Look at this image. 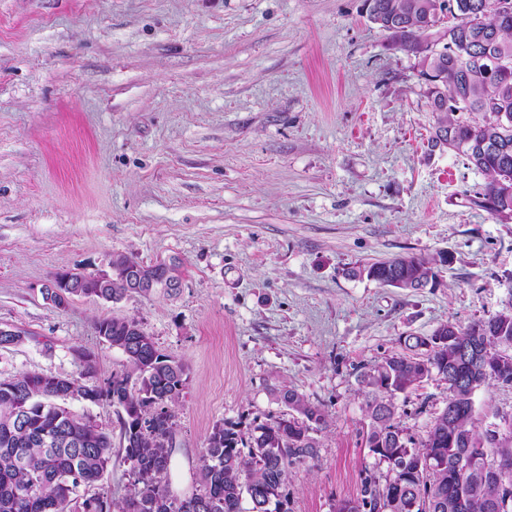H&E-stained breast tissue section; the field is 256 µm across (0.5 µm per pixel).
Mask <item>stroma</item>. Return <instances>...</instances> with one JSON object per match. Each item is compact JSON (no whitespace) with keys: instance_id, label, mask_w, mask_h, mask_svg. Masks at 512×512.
<instances>
[{"instance_id":"35a3bbf8","label":"stroma","mask_w":512,"mask_h":512,"mask_svg":"<svg viewBox=\"0 0 512 512\" xmlns=\"http://www.w3.org/2000/svg\"><path fill=\"white\" fill-rule=\"evenodd\" d=\"M414 57L364 0H0V378L91 381L125 357L98 320H138L188 367L171 489L192 492L215 423L248 436L285 414L276 391L325 411L317 459L286 512H337L365 473L360 375L400 340L512 304V223L470 197L486 183L431 147ZM454 256L418 291L348 276L397 255ZM176 266L178 286L120 302L42 293L113 255ZM430 381L395 398L421 442L446 404Z\"/></svg>"}]
</instances>
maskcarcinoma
Listing matches in <instances>:
<instances>
[{"instance_id": "obj_1", "label": "carcinoma", "mask_w": 512, "mask_h": 512, "mask_svg": "<svg viewBox=\"0 0 512 512\" xmlns=\"http://www.w3.org/2000/svg\"><path fill=\"white\" fill-rule=\"evenodd\" d=\"M453 22L438 29L444 15ZM368 19L417 60L419 77L435 114L431 143L466 159L486 176L473 203L503 224L512 223V0H370ZM491 67L486 78L482 70ZM442 253L428 259L398 255L366 265L361 274L382 285L416 289L436 280ZM133 256H112V281L58 273L43 294L67 308L76 297L117 302L128 295L124 273ZM98 335L125 357L124 369L102 385L23 372L0 380V512H184L169 493V437L177 426L174 406L186 388L187 367L161 353L134 318L96 322ZM403 352L361 374L369 418L367 444L387 464L379 478L367 473L361 498L339 512H512L507 482L485 467L497 455L512 458V428L499 437L469 405L473 390L512 388V306L462 327L439 325L429 336L409 335ZM429 380L448 386V400L420 446L395 423L390 398ZM71 396L59 395L61 382ZM108 401L118 409L129 466V489L118 502L87 495L113 463L112 436L91 417L69 410L74 397ZM288 413L257 425L239 444L233 428L212 427L196 488L195 512H285L281 489L291 469L317 458L318 433L327 414L292 389L277 394ZM508 485L509 490L502 489ZM274 508H265L266 500Z\"/></svg>"}]
</instances>
